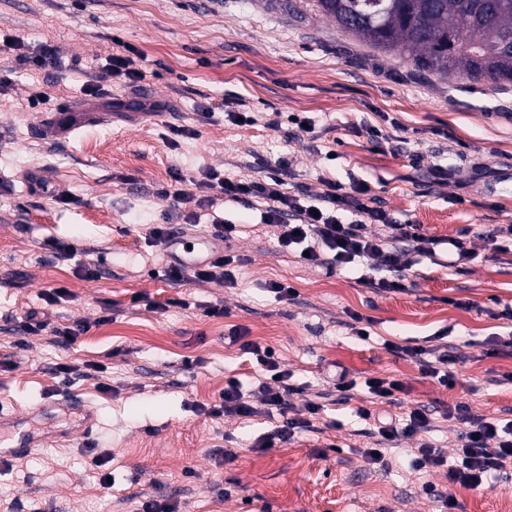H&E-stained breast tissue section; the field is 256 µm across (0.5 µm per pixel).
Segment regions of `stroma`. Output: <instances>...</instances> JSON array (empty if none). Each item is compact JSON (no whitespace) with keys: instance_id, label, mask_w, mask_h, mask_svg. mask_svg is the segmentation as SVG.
<instances>
[{"instance_id":"obj_1","label":"stroma","mask_w":512,"mask_h":512,"mask_svg":"<svg viewBox=\"0 0 512 512\" xmlns=\"http://www.w3.org/2000/svg\"><path fill=\"white\" fill-rule=\"evenodd\" d=\"M290 2L287 10L278 0H0V38H22L29 53L50 44L61 62L49 80L0 57L12 71L0 94V408L26 415L47 440L0 470V512H139L148 499L180 512H431L424 483L451 490L456 512L512 504V472L488 488L452 487L445 470H411L396 449L388 470L369 467L358 453L364 424L352 415L366 399L359 387L348 402L328 404L321 431L262 455L249 444L273 420L206 413L227 379L257 393L259 368L242 349L254 342L317 390L337 365L361 381H399L396 402L382 406L396 417L419 403L512 417V382L496 381L512 372V321L500 316L512 307V255L492 258L482 237L487 225L512 224V85L419 73L340 32L311 0ZM115 36L143 54L153 73L146 87L102 72ZM90 82L126 109L89 101ZM38 91L43 101L30 104ZM225 99L242 101L260 123L220 113L201 121V104ZM135 101L166 109L148 114L132 109ZM61 111L73 132L43 133ZM294 113L310 119L312 133L295 137ZM277 115L281 126L267 128ZM172 125L191 136L169 145ZM283 156L287 190L319 195L328 179L367 186L398 223L437 237L468 230L477 259L458 271L423 260L406 271L404 291L378 293L282 253L256 200L178 208L157 194L177 171L244 178ZM216 218L236 225L231 244L210 237ZM162 223L181 244L148 243L147 229ZM49 238L72 244L74 259H55ZM186 240L197 259L227 249L243 257L234 283L166 280ZM82 263L95 277L82 276ZM270 281L290 284L295 298L277 300L264 288ZM56 288L70 296L48 304ZM145 298L159 309H145ZM212 304L223 315L208 314ZM32 310L88 330L70 342L24 333ZM352 313L369 320L370 341L344 328ZM390 341L456 355L454 386L422 376ZM87 363L105 370L63 382L59 366ZM67 393L96 411L90 439L60 438L74 423L66 408L39 412Z\"/></svg>"}]
</instances>
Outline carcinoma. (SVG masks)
Segmentation results:
<instances>
[{"mask_svg": "<svg viewBox=\"0 0 512 512\" xmlns=\"http://www.w3.org/2000/svg\"><path fill=\"white\" fill-rule=\"evenodd\" d=\"M338 29L450 83L512 84V8L500 0H314Z\"/></svg>", "mask_w": 512, "mask_h": 512, "instance_id": "carcinoma-1", "label": "carcinoma"}]
</instances>
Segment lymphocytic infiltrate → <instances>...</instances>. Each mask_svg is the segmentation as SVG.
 I'll return each instance as SVG.
<instances>
[{"label":"lymphocytic infiltrate","mask_w":512,"mask_h":512,"mask_svg":"<svg viewBox=\"0 0 512 512\" xmlns=\"http://www.w3.org/2000/svg\"><path fill=\"white\" fill-rule=\"evenodd\" d=\"M288 168L286 160L262 170L251 179H235L223 173L207 169L192 179L191 189H183L181 173H174V186L159 189L164 198H174L178 203H196L211 206L219 200L239 201L247 198L261 199L266 208L261 221L281 229L278 244L282 252L304 258L308 265L321 267L328 272L353 269L358 263H366L367 271L357 282L363 287L384 292L402 291L404 285L400 273L410 268L412 256L432 258L439 246H447L451 266H459L472 260L474 254L464 236L445 239L422 233L420 225L398 224L380 207L364 203L368 188L364 185L343 187L333 180H326V190L316 198H306L303 193L290 192L285 188L283 175ZM233 255L210 257L194 266H186L174 260L165 269L168 280L173 282L213 283L224 285L233 282ZM245 353L254 357L270 380L261 384V403L253 405L236 379H228L220 395V401L210 407L212 417L232 416L251 418L260 409L278 411L284 421L281 425L256 438L253 450L265 452L288 442L297 434L311 432L322 409L323 399L330 394L345 395L356 386V381L344 367H337L327 389L316 392L307 400L301 416H288L287 395L303 393L302 385L296 384L290 371L280 368L270 349L248 342ZM391 351L418 360L423 375L450 387L456 381L453 365L455 356L444 354L426 359L424 347H404L391 344ZM359 419L368 426L371 443L360 449L365 463L387 467L385 453L403 439L414 441L411 450V467L416 471L445 469L448 482L467 488L489 486L492 478L502 471L512 470V419H491L473 412L469 406L459 405L443 412L447 421H456L462 427L460 446L454 459H447L429 440L436 425L431 412L424 405H416L402 419L384 418L373 410L359 407Z\"/></svg>","instance_id":"f902f5d3"}]
</instances>
